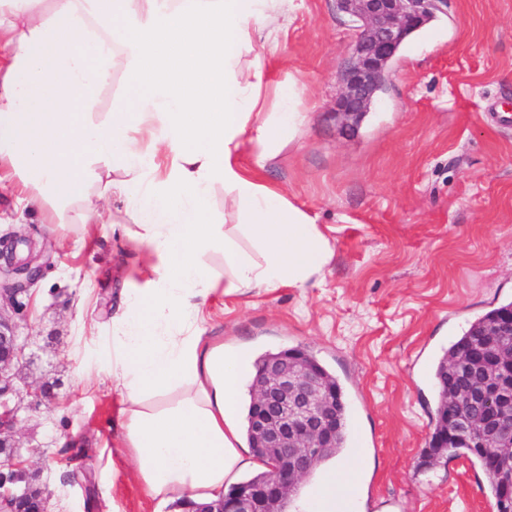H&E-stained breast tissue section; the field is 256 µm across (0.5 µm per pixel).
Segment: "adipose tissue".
I'll use <instances>...</instances> for the list:
<instances>
[{
  "label": "adipose tissue",
  "mask_w": 512,
  "mask_h": 512,
  "mask_svg": "<svg viewBox=\"0 0 512 512\" xmlns=\"http://www.w3.org/2000/svg\"><path fill=\"white\" fill-rule=\"evenodd\" d=\"M286 2L0 0V187L54 231L111 223L121 201L133 248L153 259L105 361L120 445L160 505L211 503L252 464L236 424L249 353L201 335L207 298L306 287L335 255L314 218L258 177L301 123L300 90L256 51ZM117 76L123 92L99 111ZM218 186L262 261L225 232ZM358 475L354 460L326 472L311 512H342Z\"/></svg>",
  "instance_id": "ef3b65f1"
}]
</instances>
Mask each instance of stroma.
<instances>
[{
  "label": "stroma",
  "instance_id": "1",
  "mask_svg": "<svg viewBox=\"0 0 512 512\" xmlns=\"http://www.w3.org/2000/svg\"><path fill=\"white\" fill-rule=\"evenodd\" d=\"M262 51L276 81L303 91L300 133L260 177L315 216L335 246L318 283L216 291L202 335L252 356L298 348L339 379L361 478L350 512H489L465 457L426 464L436 424L434 365L469 322L512 301V0H448L404 42L357 134L331 110L355 37L336 0H293ZM46 244L44 275L18 315L28 338L14 430L47 512H148L112 422L117 396L98 351L126 289L147 278L120 224L51 233L16 222L0 191V236ZM81 247H74V239ZM95 365L92 383L78 373Z\"/></svg>",
  "mask_w": 512,
  "mask_h": 512
}]
</instances>
